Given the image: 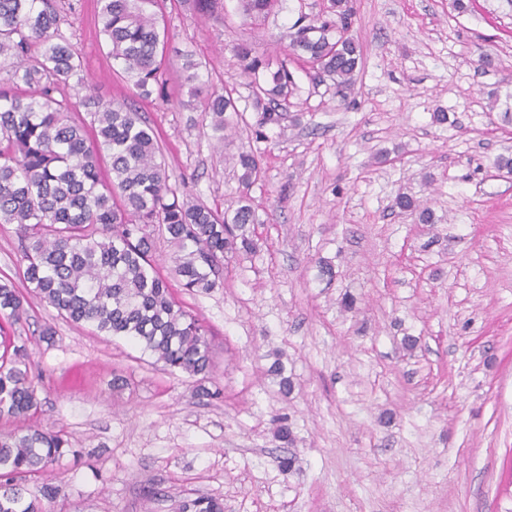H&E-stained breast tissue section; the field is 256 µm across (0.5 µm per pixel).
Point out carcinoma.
<instances>
[{"instance_id": "1", "label": "carcinoma", "mask_w": 512, "mask_h": 512, "mask_svg": "<svg viewBox=\"0 0 512 512\" xmlns=\"http://www.w3.org/2000/svg\"><path fill=\"white\" fill-rule=\"evenodd\" d=\"M276 0H240L251 18L267 14ZM100 33L112 60L133 78L137 94L149 98L163 86L167 31L149 7L157 0H98ZM353 0H330L322 20L298 19L291 50L330 79L347 100L363 47L350 34ZM56 0H0V61H9L0 82V224L16 225L22 249L17 278L57 315L86 324L106 336L125 338L172 374L208 379L212 371L207 327L173 298L155 269L156 237L174 247V271L188 291L221 285L224 262L258 241L248 225L257 223L247 196L225 210L179 200L169 184L154 130L123 102H94L91 125L73 119L74 106L56 97L60 85L80 70L79 57L61 34ZM241 69L259 76L262 62L244 48ZM268 101L289 104L297 89L284 65L265 75ZM204 111L215 130L233 127L236 109L228 93L206 95ZM239 182L259 177L262 155L241 152ZM400 210H420L424 224L433 214L412 197L394 200ZM24 297L14 282H0V316L20 323ZM0 418L24 420L41 410L35 374L23 345L0 338ZM283 444L279 466L297 462L296 436L288 417L276 419ZM60 433L37 426L0 434V512H43L62 484L47 479L37 493L26 477L46 472L67 452ZM177 512H224V501L197 496L179 502Z\"/></svg>"}]
</instances>
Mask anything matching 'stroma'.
Here are the masks:
<instances>
[{"label":"stroma","instance_id":"1","mask_svg":"<svg viewBox=\"0 0 512 512\" xmlns=\"http://www.w3.org/2000/svg\"><path fill=\"white\" fill-rule=\"evenodd\" d=\"M58 4L98 98L134 102L184 199L223 208L247 194L262 250L207 293L173 279L169 243L155 252L175 300L209 329L205 385L219 399L26 296V321L5 329L41 374L35 424L73 447L54 468L67 496L47 512H175L199 495L224 512H512V175L497 166L512 155V0H356L364 61L345 102L288 55L296 20L328 0H281L256 22L238 0L206 16L196 0H159L171 64L164 96L145 101L107 54L96 0ZM243 46L293 75L278 123L256 125L268 101L242 73ZM214 89L241 116L220 141L203 110ZM250 149L263 173L245 189L235 160ZM400 193L435 223L395 208ZM277 358L287 396L266 374ZM280 414L296 436L289 473Z\"/></svg>","mask_w":512,"mask_h":512}]
</instances>
